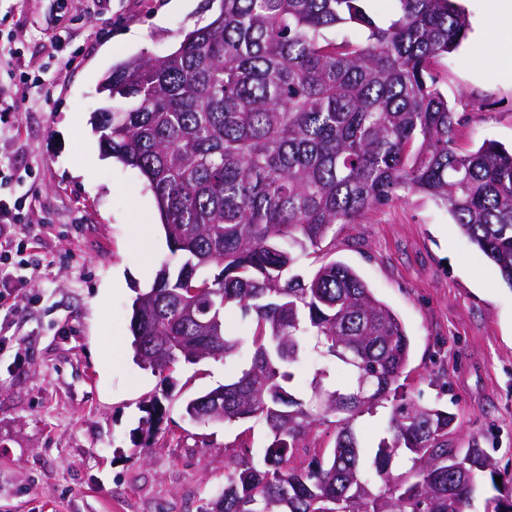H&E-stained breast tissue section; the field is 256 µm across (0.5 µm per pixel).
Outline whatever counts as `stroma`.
<instances>
[{"label": "stroma", "mask_w": 512, "mask_h": 512, "mask_svg": "<svg viewBox=\"0 0 512 512\" xmlns=\"http://www.w3.org/2000/svg\"><path fill=\"white\" fill-rule=\"evenodd\" d=\"M209 18L203 0H0V98L13 100L17 134L0 140L11 177L0 197L23 198L24 254L37 272L12 289L0 321V512H199L224 487L241 444L260 456L254 421L201 424L183 401L224 384L250 362L251 322L236 309L226 331L243 340L229 360L177 369L172 385L138 366L131 305L162 266L177 267L157 204L138 170L104 157L90 118L104 107L100 82L113 65L175 51ZM468 43L437 74L465 120L456 146L493 140L512 147V75L474 57ZM69 58L58 67L60 58ZM33 82L15 95L17 73ZM52 93L47 111L35 99ZM340 260L353 267L403 321L412 341L404 385L419 403L448 406L452 439H478L512 482V287L460 231L446 207L407 196L340 224L305 273ZM166 409L149 448L138 447L141 406Z\"/></svg>", "instance_id": "obj_1"}]
</instances>
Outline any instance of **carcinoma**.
Listing matches in <instances>:
<instances>
[{
	"label": "carcinoma",
	"instance_id": "1",
	"mask_svg": "<svg viewBox=\"0 0 512 512\" xmlns=\"http://www.w3.org/2000/svg\"><path fill=\"white\" fill-rule=\"evenodd\" d=\"M369 2L220 0L175 52L121 61L102 79L112 109L92 131L104 155L145 177L182 258L132 302L135 361L166 381L183 362L237 353L226 309L254 325L250 366L183 411L252 419L269 441L258 461L243 453L199 512H465L478 479L495 478L477 441L449 443L452 412L404 395L410 336L357 271L335 259L295 272L336 225L415 194L446 205L512 287V152L494 141L459 151L461 117L433 73L467 38V14L455 0H393L379 17ZM338 27L359 38H328ZM307 336L350 375L340 387L329 368L315 371L312 391L332 395L321 412L288 386ZM388 402L390 437L369 452L356 422ZM143 412L149 448L165 407L154 396ZM328 421V457L290 467ZM399 455L412 466L395 476ZM494 489L486 512H512V489Z\"/></svg>",
	"mask_w": 512,
	"mask_h": 512
}]
</instances>
